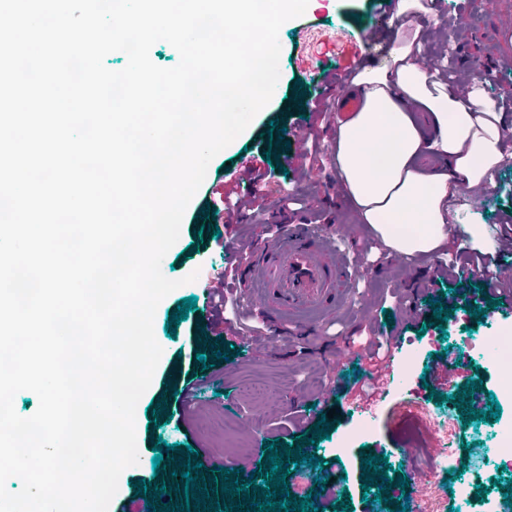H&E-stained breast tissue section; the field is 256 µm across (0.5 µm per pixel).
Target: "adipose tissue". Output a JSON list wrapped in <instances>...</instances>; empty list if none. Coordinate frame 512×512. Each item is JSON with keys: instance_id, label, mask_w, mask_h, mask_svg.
<instances>
[{"instance_id": "ef3b65f1", "label": "adipose tissue", "mask_w": 512, "mask_h": 512, "mask_svg": "<svg viewBox=\"0 0 512 512\" xmlns=\"http://www.w3.org/2000/svg\"><path fill=\"white\" fill-rule=\"evenodd\" d=\"M404 40L392 63L364 61L349 86L362 108L336 128L334 165L362 223L395 253L428 257L444 247L450 228L448 198L462 185H485L490 170L512 154V120L480 89L449 91L414 58ZM422 106L425 123L411 114ZM444 157L442 168L419 165L425 152Z\"/></svg>"}]
</instances>
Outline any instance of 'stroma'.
Listing matches in <instances>:
<instances>
[{"instance_id":"obj_1","label":"stroma","mask_w":512,"mask_h":512,"mask_svg":"<svg viewBox=\"0 0 512 512\" xmlns=\"http://www.w3.org/2000/svg\"><path fill=\"white\" fill-rule=\"evenodd\" d=\"M410 18L421 28L418 60L431 61L433 71L459 94L475 81L495 85L499 105L512 115V0H495L489 10L482 0H434L428 11L411 13ZM377 21L368 0H309L303 16L281 26L280 79L275 94L247 129L211 161L184 213L179 239L164 258L165 277L181 280L182 285L159 304L155 314L154 333L163 355L136 408L139 461L121 474L108 512H130L138 501L132 481L154 475L147 432L149 405L159 397L165 381L173 378L181 355L189 354L190 336L198 326L209 336H223L239 354L195 375L190 409L169 398L173 418L158 430L164 441L192 445L210 466L231 469L243 462L252 471L263 458L264 440H290L317 423L322 413L335 411L337 422L330 438L319 442L317 454L324 457L328 473H346L343 487L351 496L354 512H363L365 507L363 449L387 456L396 473L431 475L439 467L432 420L447 416L448 409L428 401L429 391L451 395L477 378L485 391L497 392L495 368L472 356L468 342L471 336H489L498 330L512 333V313L488 308V301L499 293L496 283L485 282L479 275L451 283L444 276V266L461 251L477 248L471 226L493 227L512 216V164L502 163L498 182L483 194H456L448 207V222L461 227V235L432 259L417 261L410 274L389 264L390 249L369 225L360 223L344 195L331 162L335 98H328L324 112L306 122L292 110L295 81L314 87L327 62H335L341 77L357 70L366 59L379 66L390 62L396 46L393 26H386L381 45H367L358 38L360 31ZM273 119L285 122L288 131L307 134L319 146L317 156L285 151L280 155V169H273L264 157L268 149L265 134ZM246 164L266 172L271 198H298L300 210L240 214L235 223H227L219 194L236 187ZM205 207L216 216L203 222L199 216ZM302 220L330 231L343 224L358 225L359 237L337 240L336 248L346 259L358 262L362 275L344 283V301L336 313L308 318L306 335L280 336L252 300L259 283L250 277L246 259L254 243L272 238V225ZM215 226L220 235H212ZM195 241L200 244L196 250L191 247ZM226 241L234 244L233 256H226L221 248ZM192 273L196 281L187 282ZM218 286L233 299L223 316L214 317L206 308L189 311L176 337H168L167 317L181 300L203 296L205 290ZM430 296L455 308L444 326L433 323V311L426 302ZM472 304L484 306V321L471 317L468 307ZM409 305L416 306L418 313L407 321L401 311ZM372 334L391 337L399 351L418 350L420 363L429 370L425 378H414L408 391L390 382L386 399L363 411L356 406L360 374L355 367L365 354L366 337ZM259 341L268 342V349H256ZM328 360L335 362L334 371L325 369ZM441 360L458 364L457 380L445 383L436 378L433 369ZM249 384L264 388L263 400L248 396L245 387ZM363 417L371 421L370 433L360 443L341 448V438Z\"/></svg>"}]
</instances>
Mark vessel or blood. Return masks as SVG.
Listing matches in <instances>:
<instances>
[{
	"label": "vessel or blood",
	"instance_id": "obj_1",
	"mask_svg": "<svg viewBox=\"0 0 512 512\" xmlns=\"http://www.w3.org/2000/svg\"><path fill=\"white\" fill-rule=\"evenodd\" d=\"M248 267L264 288L262 307L280 327L302 326L312 313H332L343 299L336 284V240L311 225H284L280 237L251 252ZM431 490L427 476L412 475L409 512H421Z\"/></svg>",
	"mask_w": 512,
	"mask_h": 512
}]
</instances>
